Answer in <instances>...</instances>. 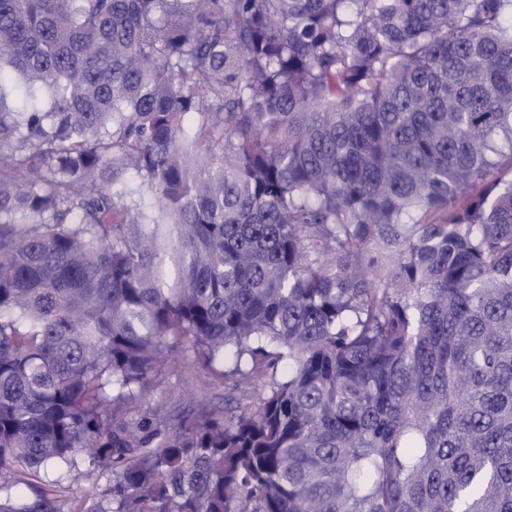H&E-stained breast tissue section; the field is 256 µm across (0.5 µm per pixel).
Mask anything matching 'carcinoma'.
Listing matches in <instances>:
<instances>
[{
    "instance_id": "1",
    "label": "carcinoma",
    "mask_w": 512,
    "mask_h": 512,
    "mask_svg": "<svg viewBox=\"0 0 512 512\" xmlns=\"http://www.w3.org/2000/svg\"><path fill=\"white\" fill-rule=\"evenodd\" d=\"M2 68L0 512H512V0H0ZM176 350L263 392L129 416ZM40 482L56 481L61 488L64 499L67 500L66 509L87 508L97 500L99 494L112 484V467L92 471L89 475L68 474L54 468L41 470Z\"/></svg>"
}]
</instances>
